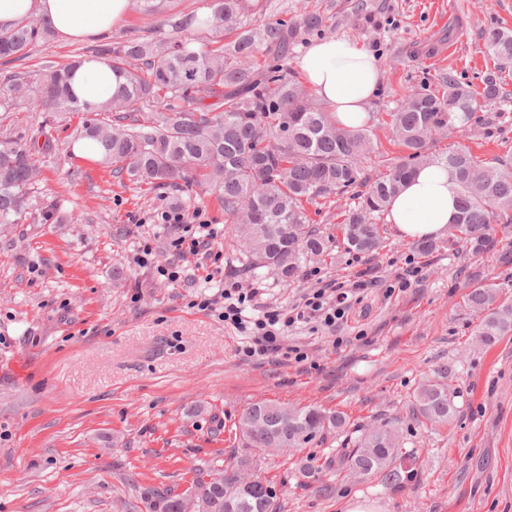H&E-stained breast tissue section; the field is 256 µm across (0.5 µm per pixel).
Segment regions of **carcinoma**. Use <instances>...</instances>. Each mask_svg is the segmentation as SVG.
<instances>
[{"mask_svg": "<svg viewBox=\"0 0 512 512\" xmlns=\"http://www.w3.org/2000/svg\"><path fill=\"white\" fill-rule=\"evenodd\" d=\"M209 8L195 26L186 19L167 22L171 37L159 29L95 49L93 56L119 79L117 92L97 106L82 105L71 93L70 63L4 78L0 107L12 111L13 96L28 86L33 111L79 114L78 138L97 142L103 163L129 181L153 189L214 190L249 265L269 267L284 282L307 262L332 252L333 241L308 223L303 202L363 187L353 196L342 230L347 248L369 254L382 242L377 219L414 169L432 162L447 165L458 186L455 239L474 255L491 252V224L512 223V169L503 160L486 162L462 149L439 155L433 143L448 130L452 113H462L466 121L500 100L497 74L489 75L480 91L449 73L410 91L387 113L406 160L370 182L361 163L373 147L371 126L339 125L333 112L287 72L296 25H247L262 12L254 0H209ZM227 33L235 38L226 44ZM52 35L37 19L0 28V61H18ZM483 39L500 68L512 65V31L490 28ZM50 148L48 139L33 149L15 138L0 139V224H13L33 208L34 156ZM464 304L479 314L475 333L484 344L512 333V305L499 301V284L472 289ZM455 413L453 397L437 381L413 396L412 419L419 426L446 425ZM259 417L281 426V442L259 429ZM238 432L245 448H305L336 433L343 441L328 466L374 477L387 489L405 484L395 465L400 444L390 421L360 427L336 409L257 402L241 414ZM191 486L197 490L193 496L172 490L160 495L161 512H224L228 497L236 500V512L262 510L259 498L234 488L221 469H195Z\"/></svg>", "mask_w": 512, "mask_h": 512, "instance_id": "obj_1", "label": "carcinoma"}]
</instances>
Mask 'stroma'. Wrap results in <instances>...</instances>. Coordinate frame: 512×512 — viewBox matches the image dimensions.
<instances>
[{
    "label": "stroma",
    "mask_w": 512,
    "mask_h": 512,
    "mask_svg": "<svg viewBox=\"0 0 512 512\" xmlns=\"http://www.w3.org/2000/svg\"><path fill=\"white\" fill-rule=\"evenodd\" d=\"M262 3L268 21L293 23L312 12L327 19L324 32H296L290 68L326 36L352 38L374 55L383 80L368 106L376 133V151L363 165L369 178L402 157L384 120L407 89L438 72L481 89L495 67L483 31L512 29V0ZM156 4L148 13L134 0L111 40L150 34L208 0ZM95 46L53 37L20 68L38 73L90 56ZM501 92L466 130L438 136L436 152L465 148L512 163V67L501 74ZM79 120L58 122L25 103L0 111V134L50 138L52 151L36 157L31 196L57 202L62 217L0 224V512H153L156 494L184 489L195 468L229 475L244 459L275 488L278 512H346L357 498L379 512H512V333L479 343L477 317L463 302L489 280L512 303V225L494 224V250L476 257L444 238L434 253H420L385 221L380 249L355 254L340 228L349 196L320 198L306 213L335 247L287 286L270 270L247 266L210 191L151 189L75 156ZM177 196L183 213L215 229L210 256L175 248L161 214ZM145 245L151 259L135 263ZM171 267L182 270L181 279L168 277ZM366 268L374 281L355 291L335 330L315 321L288 329L285 343L304 354L301 362L247 356L241 334L198 307L205 276L215 270L289 310L313 290L351 287ZM445 364L456 418L416 427L413 393ZM258 401L338 409L358 425L395 421L412 481L394 491L372 478L336 475L327 467L339 444L331 437L280 453L242 448L238 419ZM302 462L335 481L333 496L303 486Z\"/></svg>",
    "instance_id": "stroma-1"
}]
</instances>
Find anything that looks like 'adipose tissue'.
<instances>
[{
	"instance_id": "ef3b65f1",
	"label": "adipose tissue",
	"mask_w": 512,
	"mask_h": 512,
	"mask_svg": "<svg viewBox=\"0 0 512 512\" xmlns=\"http://www.w3.org/2000/svg\"><path fill=\"white\" fill-rule=\"evenodd\" d=\"M130 0H0V26L28 18L47 20L65 41L109 32L128 13ZM305 83L329 105L339 123L359 127L382 76L374 56L348 37L313 43L300 60ZM119 80L103 63L89 59L75 71L72 89L79 102L95 106L112 97ZM457 213V186L440 163L419 166L391 200L387 220L404 239H437Z\"/></svg>"
}]
</instances>
